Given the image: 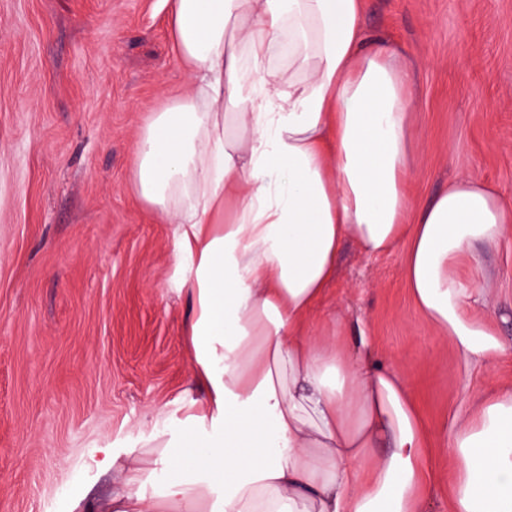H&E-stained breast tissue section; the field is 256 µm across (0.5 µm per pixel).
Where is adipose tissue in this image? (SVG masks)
<instances>
[{"instance_id":"adipose-tissue-1","label":"adipose tissue","mask_w":512,"mask_h":512,"mask_svg":"<svg viewBox=\"0 0 512 512\" xmlns=\"http://www.w3.org/2000/svg\"><path fill=\"white\" fill-rule=\"evenodd\" d=\"M165 2L190 91L142 129L132 183L176 226L204 401L179 438L105 456L110 512H427L445 469L448 512H512V381L434 434L364 319L308 325L343 241L369 258L404 241L415 307L488 368L512 336L460 264L498 245L512 202L461 175L411 215L413 74L364 0Z\"/></svg>"}]
</instances>
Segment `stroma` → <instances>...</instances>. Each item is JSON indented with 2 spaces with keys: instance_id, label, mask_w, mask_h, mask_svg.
Wrapping results in <instances>:
<instances>
[{
  "instance_id": "stroma-1",
  "label": "stroma",
  "mask_w": 512,
  "mask_h": 512,
  "mask_svg": "<svg viewBox=\"0 0 512 512\" xmlns=\"http://www.w3.org/2000/svg\"><path fill=\"white\" fill-rule=\"evenodd\" d=\"M365 25L414 73V208L460 174L512 201V0H365ZM188 90L163 0H0V512L102 506L104 452L197 410L175 227L131 186L141 130ZM477 253L464 274L512 336V230ZM403 260L344 246L311 321L364 317L436 429L512 381V354L466 374Z\"/></svg>"
}]
</instances>
